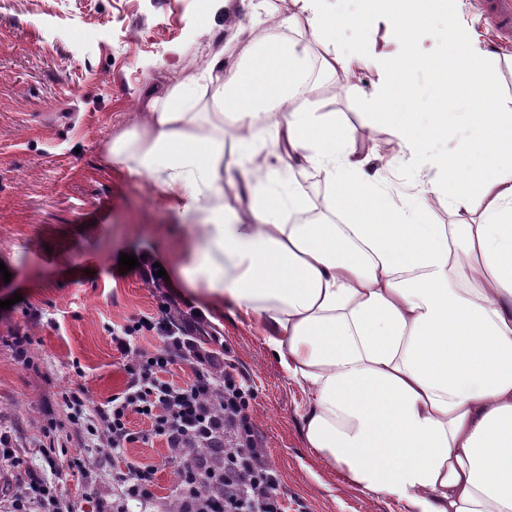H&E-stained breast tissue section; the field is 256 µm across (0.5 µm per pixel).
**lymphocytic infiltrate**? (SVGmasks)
Listing matches in <instances>:
<instances>
[{
  "mask_svg": "<svg viewBox=\"0 0 512 512\" xmlns=\"http://www.w3.org/2000/svg\"><path fill=\"white\" fill-rule=\"evenodd\" d=\"M138 273L159 290V313L131 319L112 331V343L124 360V388L94 407L81 388L65 398L74 431L91 447L110 449L117 461L112 512H127L132 501L159 504L156 467L124 457L125 449L140 439L129 426L135 414L149 421L151 435L165 439L168 460L177 466L178 512H286L281 477L266 461L252 421L255 391L246 375L226 362L222 352L203 347V315L182 309L152 259L142 258ZM151 333L159 338V348L137 345L138 337ZM178 363L191 372L180 384L167 378ZM27 495V500L15 501L14 512H73L42 474L30 473Z\"/></svg>",
  "mask_w": 512,
  "mask_h": 512,
  "instance_id": "f902f5d3",
  "label": "lymphocytic infiltrate"
}]
</instances>
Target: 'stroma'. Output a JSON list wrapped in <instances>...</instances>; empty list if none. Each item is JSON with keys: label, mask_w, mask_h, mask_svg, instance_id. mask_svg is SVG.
<instances>
[{"label": "stroma", "mask_w": 512, "mask_h": 512, "mask_svg": "<svg viewBox=\"0 0 512 512\" xmlns=\"http://www.w3.org/2000/svg\"><path fill=\"white\" fill-rule=\"evenodd\" d=\"M251 21L250 0H0V431L23 465L0 464V512L25 486L26 468H44L41 427L65 421L63 394L80 386L101 405L123 389V360L112 328L157 313L158 294L135 272L120 269L119 253H179L191 214L170 212L153 183L129 177L105 148L152 100L193 78L216 52H227ZM369 60L350 76L363 92L376 87L375 59L399 58L401 46L376 22ZM391 105L430 122L442 90L427 67L405 72ZM319 109L350 128L357 144L372 129L358 97L316 81ZM208 330L228 347L256 397L252 419L266 459L278 470L288 512H401L392 499L348 484L306 447L301 413L308 395L265 345L261 329L222 305ZM28 333L30 362L18 360L11 339ZM57 439L69 459L89 461L99 479L60 476L58 495L89 512L111 502L112 455L86 447L66 428ZM164 439L149 436L126 448L127 458L159 464L157 494L172 496L176 474L161 467Z\"/></svg>", "instance_id": "35a3bbf8"}]
</instances>
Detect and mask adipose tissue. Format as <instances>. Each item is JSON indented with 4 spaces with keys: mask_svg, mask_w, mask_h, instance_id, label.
<instances>
[{
    "mask_svg": "<svg viewBox=\"0 0 512 512\" xmlns=\"http://www.w3.org/2000/svg\"><path fill=\"white\" fill-rule=\"evenodd\" d=\"M280 33L253 37L238 66L216 54L196 80L154 99L146 122L106 147L132 177L149 178L171 210L191 211L184 251L160 257L199 311L224 302L258 323L268 348L309 400L302 435L361 491L402 512H512V107L484 68L488 49L457 11L447 55L433 66L450 92L435 126L388 99L401 73L378 60L366 94L379 141L359 149L317 109L311 73L340 82L368 53L375 17L301 0ZM432 0H391L388 35L413 49ZM353 28L350 53L317 45ZM216 121L197 123L200 87ZM478 102L457 138L459 160L434 152L449 104ZM243 145L241 182L224 178V127ZM316 172L325 212L309 213ZM412 173L417 208L378 202L381 185ZM447 200L456 222L428 221Z\"/></svg>",
    "mask_w": 512,
    "mask_h": 512,
    "instance_id": "adipose-tissue-1",
    "label": "adipose tissue"
}]
</instances>
